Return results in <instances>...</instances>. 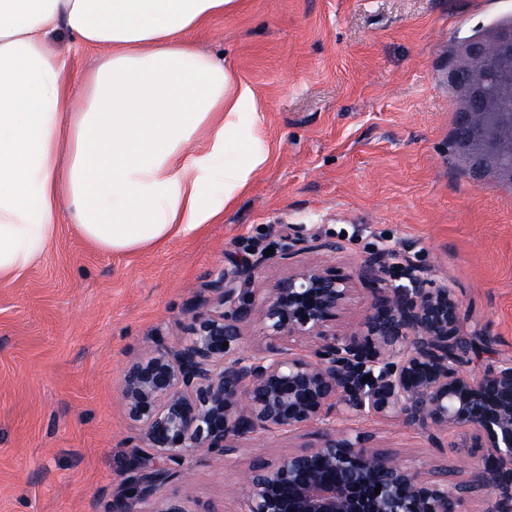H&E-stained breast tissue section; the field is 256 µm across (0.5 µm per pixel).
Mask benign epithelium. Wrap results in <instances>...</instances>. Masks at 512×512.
Returning a JSON list of instances; mask_svg holds the SVG:
<instances>
[{"instance_id":"benign-epithelium-1","label":"benign epithelium","mask_w":512,"mask_h":512,"mask_svg":"<svg viewBox=\"0 0 512 512\" xmlns=\"http://www.w3.org/2000/svg\"><path fill=\"white\" fill-rule=\"evenodd\" d=\"M498 43L489 72L495 94L485 91L489 73L473 77L469 106L457 116L487 155L507 143L489 136V124L512 123V32ZM341 250L332 240L288 237L268 257L222 269L190 311L183 338L128 360L121 395L149 452L134 450L113 512H144L150 500L153 512H195L186 499L160 497L191 458L319 424L315 446L273 463L256 457L245 512H471L475 501L484 503L481 512H512V358L470 367L475 348L459 331L455 289L413 266L401 271L407 284L392 285L387 251L351 274L304 264L262 286L283 260ZM356 281L369 306L359 331L339 333ZM248 327L259 329L265 347L242 350ZM366 414L416 426L434 443L454 437L452 448L470 460L467 479L405 467L339 429Z\"/></svg>"}]
</instances>
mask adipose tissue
I'll return each mask as SVG.
<instances>
[{"mask_svg": "<svg viewBox=\"0 0 512 512\" xmlns=\"http://www.w3.org/2000/svg\"><path fill=\"white\" fill-rule=\"evenodd\" d=\"M235 0H0V282L60 215L107 253L214 223L267 164L257 92L190 33ZM108 48L81 83L51 41Z\"/></svg>", "mask_w": 512, "mask_h": 512, "instance_id": "1", "label": "adipose tissue"}]
</instances>
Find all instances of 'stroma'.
I'll use <instances>...</instances> for the list:
<instances>
[{
  "mask_svg": "<svg viewBox=\"0 0 512 512\" xmlns=\"http://www.w3.org/2000/svg\"><path fill=\"white\" fill-rule=\"evenodd\" d=\"M478 0H237L194 35L250 81L263 105L267 166L214 224L157 249L106 253L60 219L25 275L0 284V512H112L138 431L123 367L182 337L217 273L285 237L333 239L318 254L347 273L370 253L455 288L461 331L486 365L512 357V189L448 163V52L485 24ZM410 468L464 479L466 458L379 416L351 422ZM315 426L200 454L170 497L195 512H244L256 451L312 446Z\"/></svg>",
  "mask_w": 512,
  "mask_h": 512,
  "instance_id": "stroma-1",
  "label": "stroma"
}]
</instances>
